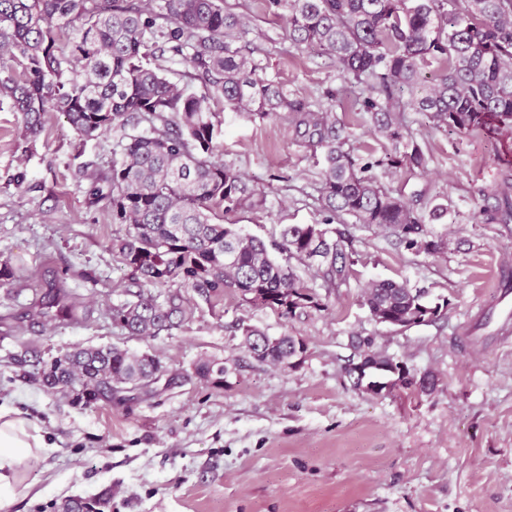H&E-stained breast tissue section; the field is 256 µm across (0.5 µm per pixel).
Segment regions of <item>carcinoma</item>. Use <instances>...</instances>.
I'll use <instances>...</instances> for the list:
<instances>
[{"label":"carcinoma","instance_id":"obj_1","mask_svg":"<svg viewBox=\"0 0 512 512\" xmlns=\"http://www.w3.org/2000/svg\"><path fill=\"white\" fill-rule=\"evenodd\" d=\"M288 12V39L297 49L331 59L344 82L364 86L353 111L382 142L376 155L354 153L345 109L334 91L329 107L292 96L261 73L241 45L248 19L224 0H0V100L20 115L21 135L34 141L46 115L63 114L83 139L117 136L112 161L74 171L92 205L112 213L127 232L112 252L131 274L133 299L108 308L131 336L154 337L192 316L183 289L205 300L227 290L247 304L284 319L327 307L276 250L303 263L331 290L347 282L356 263L353 237L329 224L345 216L394 237L416 254L435 255L445 242L431 225L443 204L418 213L383 178L425 169L422 148L407 132V113L439 127L475 134L492 127L512 136V0H268ZM180 57L203 85L199 93L168 76L165 53ZM437 65L433 77L426 69ZM221 102L236 115L288 121L297 140L322 159L321 224H287L270 243L215 222L225 214L261 208L266 199L246 175L224 164ZM477 217L512 224V163L500 167L495 187L481 191ZM163 287V296L151 292ZM370 318L409 329L433 322L450 305L407 281L367 284L360 295ZM31 317L80 321L91 315L83 298L58 277L43 278ZM241 346L256 361L297 368L307 345L286 334L242 328ZM344 370L370 396L393 389L435 388L433 375L380 350L373 336L352 340ZM169 370L156 355L116 345L76 347L44 364L41 386L75 406L112 403L136 392L151 396ZM226 366L200 361L195 376L227 386ZM103 498L70 497L57 512H101Z\"/></svg>","mask_w":512,"mask_h":512}]
</instances>
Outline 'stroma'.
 I'll return each instance as SVG.
<instances>
[{
	"label": "stroma",
	"instance_id": "obj_1",
	"mask_svg": "<svg viewBox=\"0 0 512 512\" xmlns=\"http://www.w3.org/2000/svg\"><path fill=\"white\" fill-rule=\"evenodd\" d=\"M224 4L247 17L255 62L289 94L318 106L329 89L355 99L330 59L291 46L286 11H269L265 0ZM223 119L225 164L266 196L263 208L227 214L224 223L271 241L282 225L322 222L319 169L287 121ZM407 120L426 169L384 185L419 212L447 206L433 226L447 242L441 253L415 254L349 217L359 256L326 310L287 320L230 291L218 302L194 295L190 321L141 338L105 313L127 301L131 286L111 251L120 227L87 203L73 177L77 166L111 160V138L80 141L53 112L31 142L9 102H0V262L11 261L19 275L11 291L0 288V408L37 425L46 444L23 474L37 497L0 501V512H55L65 498L106 491L105 512H512V327L480 326L496 311L501 272L512 266V224L474 218L480 190L497 179L498 158L512 159V137L451 133L418 112ZM44 269L96 314L32 325L29 274ZM383 279L449 298L446 315L402 332L376 324L360 293ZM246 325L304 339L301 366L253 360L239 346ZM357 335L432 373L436 388L375 397L353 389L344 366ZM78 345L153 353L174 374L214 361L228 367L229 385L194 379L151 398L75 407L46 392L39 375L46 361Z\"/></svg>",
	"mask_w": 512,
	"mask_h": 512
}]
</instances>
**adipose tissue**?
<instances>
[{
  "label": "adipose tissue",
  "mask_w": 512,
  "mask_h": 512,
  "mask_svg": "<svg viewBox=\"0 0 512 512\" xmlns=\"http://www.w3.org/2000/svg\"><path fill=\"white\" fill-rule=\"evenodd\" d=\"M45 448L37 426L0 411V497L29 495L30 485L22 483L21 472L30 459Z\"/></svg>",
  "instance_id": "ef3b65f1"
}]
</instances>
